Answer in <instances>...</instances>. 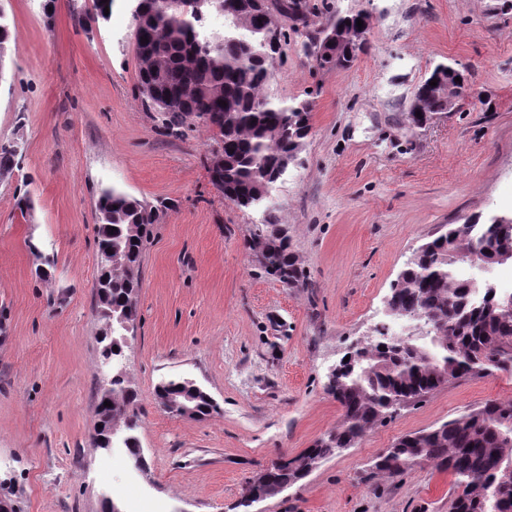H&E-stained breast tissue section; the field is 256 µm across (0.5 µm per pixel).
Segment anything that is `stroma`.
<instances>
[{
    "mask_svg": "<svg viewBox=\"0 0 512 512\" xmlns=\"http://www.w3.org/2000/svg\"><path fill=\"white\" fill-rule=\"evenodd\" d=\"M281 19L271 95L312 106L311 133L274 186L306 284L285 288L248 247L258 210L210 182L216 143L201 124L166 135L142 105L133 18L84 22L91 0H0L15 30L0 72V495L18 512H450L452 478L427 462L375 476L402 435L492 399L512 373L460 379L369 430L305 479L251 506L243 488L334 428L330 372L353 341L389 323L390 285L441 225L512 214V0H306ZM365 13L347 69L318 68L310 44L331 14ZM470 84L423 128L407 113L436 64ZM116 187L169 208L147 238L139 320L123 360L139 392L147 470L94 442L102 383L95 202ZM182 376L219 407L162 411Z\"/></svg>",
    "mask_w": 512,
    "mask_h": 512,
    "instance_id": "obj_1",
    "label": "stroma"
}]
</instances>
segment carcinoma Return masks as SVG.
<instances>
[{"mask_svg": "<svg viewBox=\"0 0 512 512\" xmlns=\"http://www.w3.org/2000/svg\"><path fill=\"white\" fill-rule=\"evenodd\" d=\"M245 23L222 29L207 24L209 9L219 12L220 0H136L133 39L138 58L142 104L157 112L163 130L178 134L195 121L212 132L224 153V169L211 183L224 199L243 209L263 206L264 185L280 160L297 153L308 137V119L266 91L274 77L269 62L268 24L273 11L290 13L300 0H241ZM360 14H336L321 30V69L348 68L357 59L353 34ZM146 41H141V38ZM466 75L436 65L428 80L459 87ZM226 102V106L219 102ZM447 99L434 94L418 98L411 121L419 125L447 110ZM421 116H416V112ZM16 155L0 144V178L9 175ZM163 202L140 201L114 187L104 188L96 201L97 254L120 250L130 264L141 267L144 242L157 223ZM482 262L499 264L497 256L512 247L500 240L493 222H483ZM467 241L464 227L451 224L418 248L416 260L401 270L390 286L391 316L407 325L438 326L411 336L383 328L366 343L353 363L326 386L342 408L341 419L326 436L297 457L260 472L243 488L246 499H267L305 478L316 465L344 448H352L378 423L422 401L439 387L493 371H512V311L499 300L480 311L471 309L477 283L457 273ZM250 250L264 271L286 288H300L305 274L292 248L288 227L269 214L251 237ZM127 269L108 272V304L99 305L101 319L109 309H126L137 317V295ZM191 395V405L209 416L217 406L204 391H193L188 379L174 377L156 387L162 394ZM112 401V419L121 423L123 447L141 453L135 434L139 418L138 391L124 372L112 374L110 389L100 391ZM432 462L455 477L453 512H512V486L501 487L504 468L512 466V401L484 404L437 426L405 434L379 454L372 473L396 475Z\"/></svg>", "mask_w": 512, "mask_h": 512, "instance_id": "cac0c4a2", "label": "carcinoma"}]
</instances>
